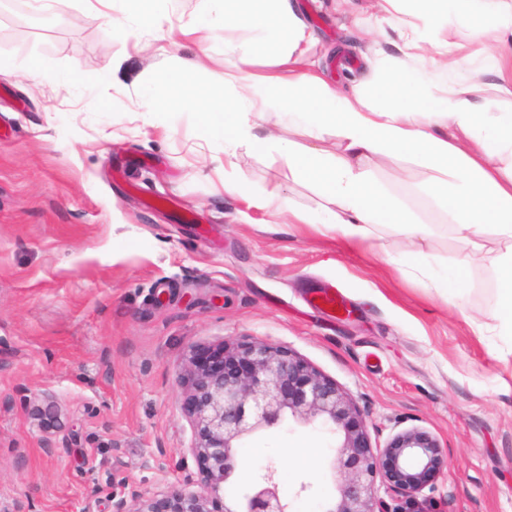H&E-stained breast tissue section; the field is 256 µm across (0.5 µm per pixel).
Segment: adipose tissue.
Here are the masks:
<instances>
[{
	"mask_svg": "<svg viewBox=\"0 0 512 512\" xmlns=\"http://www.w3.org/2000/svg\"><path fill=\"white\" fill-rule=\"evenodd\" d=\"M415 16L455 20L458 30L477 35L502 27L512 31V7L495 17L476 19L473 0H409ZM224 28L245 26L255 31L280 62L306 36L295 0H219ZM236 73L225 75L220 86L186 88L164 73L156 87L143 94L149 112L186 108L194 112L204 133L224 143V190L249 199L245 180L235 170L237 147L253 153L278 151L287 157L296 179L310 184L322 199L321 210H293L295 223L337 231L351 243L370 238L379 224L405 235L408 247L394 263L400 272L416 269L427 237L424 225L395 205L359 165L361 158L410 156L431 172L429 186L452 214L463 252L436 276L446 301L458 297L467 283L471 258L487 250L495 237L505 249L491 253L504 273L494 318L512 321V113L497 109L495 100H475L474 88L459 73V62L434 67L430 74L396 72L392 91L377 102L361 92L339 94L321 77L289 73L288 77H260L240 58ZM445 86L442 96L419 90L423 79ZM285 117L309 138L336 129L343 140L337 153L322 148H294L290 141L256 133L267 114ZM488 251V250H487Z\"/></svg>",
	"mask_w": 512,
	"mask_h": 512,
	"instance_id": "1",
	"label": "adipose tissue"
}]
</instances>
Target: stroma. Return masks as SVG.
<instances>
[{
	"mask_svg": "<svg viewBox=\"0 0 512 512\" xmlns=\"http://www.w3.org/2000/svg\"><path fill=\"white\" fill-rule=\"evenodd\" d=\"M315 42L302 65L348 91L379 96L389 73L443 62L448 24L379 0H298ZM215 0H167L161 28L140 40L107 27L97 0H0V501L13 512H111L110 491L198 485L181 467L192 428L178 373L193 343L261 338L288 347L357 403L374 446L420 428L447 450L423 490L436 512H512V324L489 319L499 273L477 260L446 302L387 256L383 228L355 246L294 223L270 204H320L276 153L237 150L252 199L224 191V144L188 112L146 114L144 90L163 68L186 84L220 86L249 30L213 29L171 43L168 27L198 21ZM419 47L407 49L408 37ZM38 76L26 75L31 57ZM207 57L194 74L186 62ZM110 67L74 89V71ZM373 181L431 231L421 265L460 256L453 218L409 157L364 160ZM335 287L347 313H323ZM52 451H45L44 441ZM332 434L286 419L246 438L224 497L242 512L273 470L289 512H324L339 482Z\"/></svg>",
	"mask_w": 512,
	"mask_h": 512,
	"instance_id": "obj_1",
	"label": "stroma"
}]
</instances>
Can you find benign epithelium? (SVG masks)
<instances>
[{
  "label": "benign epithelium",
  "instance_id": "7a95c632",
  "mask_svg": "<svg viewBox=\"0 0 512 512\" xmlns=\"http://www.w3.org/2000/svg\"><path fill=\"white\" fill-rule=\"evenodd\" d=\"M179 382L182 409L193 429L189 453L201 476L199 489L185 482L134 494V509L114 492L113 512H237L227 505L217 510L235 449L245 437L287 416L336 436L332 467L342 479L324 512H406L409 504L415 512H431L419 495L446 464L438 440L411 428L373 450L354 399L291 350L262 339L192 344ZM378 481L391 501L378 495ZM244 512H288L272 472L253 485Z\"/></svg>",
  "mask_w": 512,
  "mask_h": 512
}]
</instances>
